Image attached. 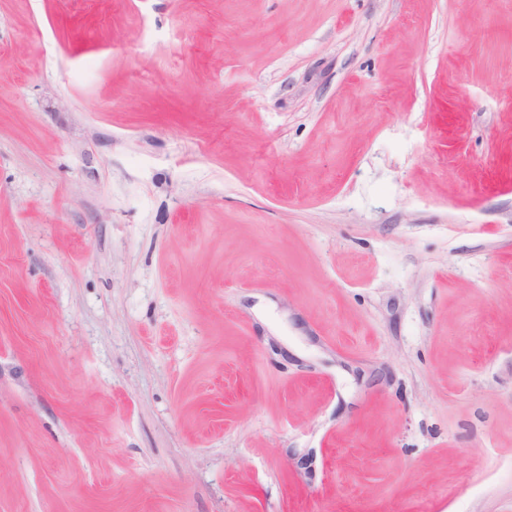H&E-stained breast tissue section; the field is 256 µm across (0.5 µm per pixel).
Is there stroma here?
Returning <instances> with one entry per match:
<instances>
[{
	"label": "stroma",
	"instance_id": "35a3bbf8",
	"mask_svg": "<svg viewBox=\"0 0 512 512\" xmlns=\"http://www.w3.org/2000/svg\"><path fill=\"white\" fill-rule=\"evenodd\" d=\"M0 512H512V0H0Z\"/></svg>",
	"mask_w": 512,
	"mask_h": 512
}]
</instances>
